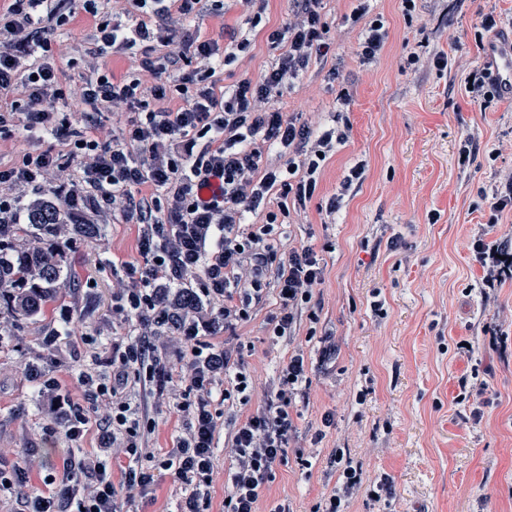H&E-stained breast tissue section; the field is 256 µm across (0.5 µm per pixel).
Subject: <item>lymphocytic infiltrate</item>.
Returning <instances> with one entry per match:
<instances>
[{
	"label": "lymphocytic infiltrate",
	"mask_w": 512,
	"mask_h": 512,
	"mask_svg": "<svg viewBox=\"0 0 512 512\" xmlns=\"http://www.w3.org/2000/svg\"><path fill=\"white\" fill-rule=\"evenodd\" d=\"M128 2L137 13L131 24L120 20L112 0H9L0 11V140L25 131L63 146L0 166V224L20 223L24 211L48 201L58 213L60 239L73 221L109 218L138 225L141 256L112 289V325L126 333L112 339L111 378L89 365L78 372L79 384L92 388L107 411L99 446L78 457L74 484L29 492L23 512H136L137 496L163 471L183 493L178 512H211L219 472L224 512H260L296 433L293 404L309 385L305 357L299 351L283 363L262 404L223 439L224 408L248 405L254 383L244 343L218 349L209 337L215 325L232 333L260 311L271 341L294 335L323 282L313 246L284 248V224L289 202L302 206L313 197L323 157L346 134L297 122L272 101L300 83L313 61L331 55L322 22L327 0H293L287 21L267 34L278 55L259 77L245 75L228 87L217 76L249 50V38L228 51L190 27L223 11L224 0ZM78 9L100 22L83 38L71 88L53 35ZM111 50L135 64L123 81L101 67ZM175 98L183 101L176 109ZM117 108L126 123L111 143L101 142L100 118ZM273 149L285 162L270 159ZM144 185L151 194H140ZM473 252L486 270V287L512 279L506 245L479 240ZM177 309L184 313L181 332L157 338L154 320ZM130 384L182 412L173 448L148 447L149 406L128 394ZM36 390L69 440L84 437L90 415L76 410L55 380ZM116 457L125 462L123 499L108 469Z\"/></svg>",
	"instance_id": "lymphocytic-infiltrate-1"
}]
</instances>
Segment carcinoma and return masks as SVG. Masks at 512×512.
I'll return each mask as SVG.
<instances>
[{
	"label": "carcinoma",
	"mask_w": 512,
	"mask_h": 512,
	"mask_svg": "<svg viewBox=\"0 0 512 512\" xmlns=\"http://www.w3.org/2000/svg\"><path fill=\"white\" fill-rule=\"evenodd\" d=\"M53 214L36 212L26 216L23 224H0V279L21 289L22 312L14 317H34L44 312L56 298V285L68 272L62 260L46 262V253L58 245Z\"/></svg>",
	"instance_id": "cac0c4a2"
}]
</instances>
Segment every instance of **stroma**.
<instances>
[{
    "label": "stroma",
    "mask_w": 512,
    "mask_h": 512,
    "mask_svg": "<svg viewBox=\"0 0 512 512\" xmlns=\"http://www.w3.org/2000/svg\"><path fill=\"white\" fill-rule=\"evenodd\" d=\"M512 41V0H330L325 37L336 54L316 61L304 80L285 90L277 107L303 120L335 121L347 133L324 162L318 189L290 216L286 245L318 250L325 268L295 336L271 343L256 316L239 330L252 344L248 367L259 405L280 362L303 350L310 385L293 416L300 448H289L266 498L287 500L292 512H313L336 485L333 458L361 467L364 484L345 512H512V355H501L486 325L512 336V280L487 290L472 244L478 237L512 242V211L489 222L498 174L512 169V97L482 108L464 89L466 70L489 53L474 31L485 14ZM382 17L388 39L381 58L361 65L355 53L368 20ZM202 35L249 33V52L225 68L222 85L258 76L276 56L263 30L250 29L236 0L205 17ZM422 62L409 66L410 55ZM445 56L437 67L433 57ZM478 148L460 153L466 138ZM359 181L343 187L349 168ZM341 196L336 214L326 206ZM438 213L429 223V213ZM138 256V227L105 222L93 240L65 246L76 270L55 304L34 318L0 314L27 343L0 350V467L19 465L30 450L44 454L57 477L72 472L63 432L23 442L25 428L47 420L24 363L42 357L64 393L87 404L76 379L90 350H112V280ZM72 312L63 354L45 356L40 341L58 328L59 307ZM485 381L483 398L459 400L460 382ZM389 497L374 500L380 481Z\"/></svg>",
    "instance_id": "35a3bbf8"
}]
</instances>
